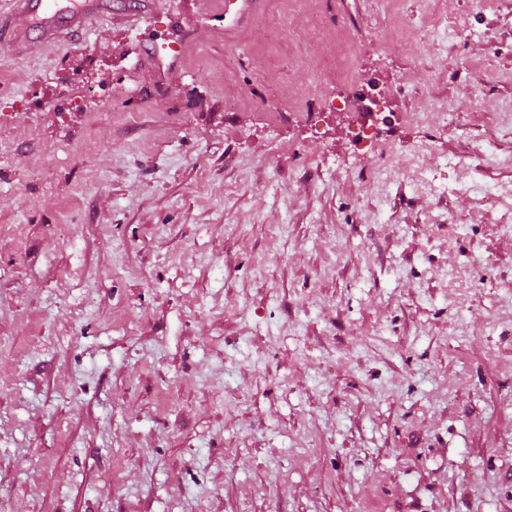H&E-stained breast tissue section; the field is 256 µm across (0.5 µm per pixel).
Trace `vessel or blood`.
Instances as JSON below:
<instances>
[{
  "mask_svg": "<svg viewBox=\"0 0 512 512\" xmlns=\"http://www.w3.org/2000/svg\"><path fill=\"white\" fill-rule=\"evenodd\" d=\"M11 11L0 21V34L7 32L24 45L27 53L39 54L65 34L82 29L95 17L122 25V13L107 8L104 0H9ZM265 0H223L224 31L232 33L260 15Z\"/></svg>",
  "mask_w": 512,
  "mask_h": 512,
  "instance_id": "obj_1",
  "label": "vessel or blood"
}]
</instances>
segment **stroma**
I'll use <instances>...</instances> for the list:
<instances>
[{
  "instance_id": "1",
  "label": "stroma",
  "mask_w": 512,
  "mask_h": 512,
  "mask_svg": "<svg viewBox=\"0 0 512 512\" xmlns=\"http://www.w3.org/2000/svg\"><path fill=\"white\" fill-rule=\"evenodd\" d=\"M432 2L0 43V512H512V0ZM377 86L374 83L358 84L352 95L343 99V108H347L351 114L350 131L353 141L356 144L366 142L371 138V129L379 123H394L397 121V115L390 112L388 116L379 112V103L377 102ZM358 100L365 101L366 112H359ZM371 122V123H370Z\"/></svg>"
}]
</instances>
